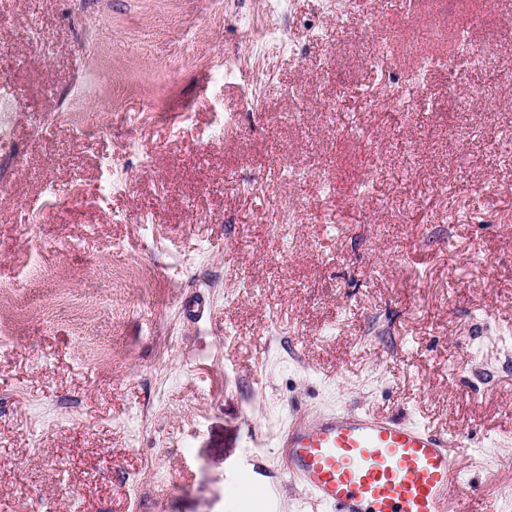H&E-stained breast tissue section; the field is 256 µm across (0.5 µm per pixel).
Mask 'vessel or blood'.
<instances>
[{"mask_svg": "<svg viewBox=\"0 0 512 512\" xmlns=\"http://www.w3.org/2000/svg\"><path fill=\"white\" fill-rule=\"evenodd\" d=\"M278 446L286 478L329 512H453L461 503L453 441L394 416L304 414Z\"/></svg>", "mask_w": 512, "mask_h": 512, "instance_id": "obj_1", "label": "vessel or blood"}]
</instances>
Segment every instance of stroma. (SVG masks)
I'll return each mask as SVG.
<instances>
[{
    "mask_svg": "<svg viewBox=\"0 0 512 512\" xmlns=\"http://www.w3.org/2000/svg\"><path fill=\"white\" fill-rule=\"evenodd\" d=\"M334 2L0 0V512H256L244 468L275 512H324L276 439L339 408L466 436L467 512H512V162L484 140L512 129V50L480 110L432 109L468 68L402 81L512 0H420L418 46L401 0Z\"/></svg>",
    "mask_w": 512,
    "mask_h": 512,
    "instance_id": "1",
    "label": "stroma"
}]
</instances>
